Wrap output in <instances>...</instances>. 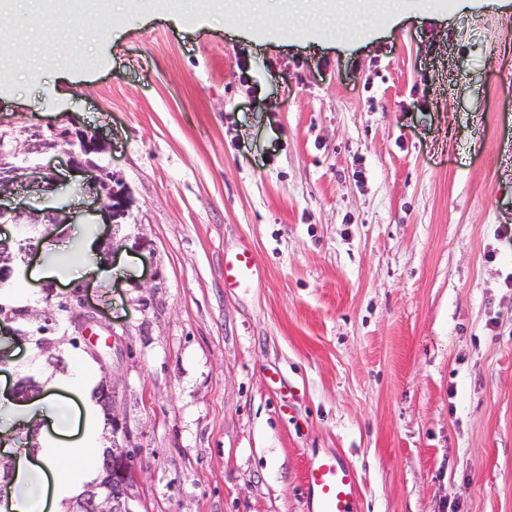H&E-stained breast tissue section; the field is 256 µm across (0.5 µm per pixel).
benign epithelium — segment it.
Wrapping results in <instances>:
<instances>
[{"label": "benign epithelium", "mask_w": 512, "mask_h": 512, "mask_svg": "<svg viewBox=\"0 0 512 512\" xmlns=\"http://www.w3.org/2000/svg\"><path fill=\"white\" fill-rule=\"evenodd\" d=\"M23 149L5 140L0 134V200L17 194L21 190L41 187L50 190L55 185V176L47 167L28 165V159H19V154L41 155L57 147L64 148L69 156L70 166L76 170L91 173L87 183L88 192L101 205L106 223L116 224L125 217L129 202L127 192L114 186L112 172L96 164L91 155L104 151V142L95 134L78 126L73 128L51 127L44 132L40 129L28 132L22 142ZM69 215L64 208L32 209L22 206L0 204V281L8 279L14 272L15 260L26 264L35 258L43 239L57 232L68 223ZM4 224L39 225V238L13 236L3 231ZM75 304L66 306L74 337L73 345L79 344L97 322L93 312L84 302L82 289L72 292ZM10 395L20 402H30L43 396V386L35 376L17 378ZM100 401L104 406L106 427L110 428V447L105 449L107 466L103 469L101 481L90 488V493L78 501L73 512H83L88 505L106 502L110 512H134L130 489L138 481V473L127 467L128 458L138 452L132 441V433L125 421L116 414L118 391L112 378L104 377L99 389Z\"/></svg>", "instance_id": "7a95c632"}]
</instances>
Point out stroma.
I'll return each mask as SVG.
<instances>
[{"label": "stroma", "instance_id": "obj_1", "mask_svg": "<svg viewBox=\"0 0 512 512\" xmlns=\"http://www.w3.org/2000/svg\"><path fill=\"white\" fill-rule=\"evenodd\" d=\"M174 8L74 14L37 69L24 0L0 19V133L91 128L128 193L105 224L57 150L55 189L16 201L71 215L33 268L83 232L115 271L52 285L102 321L69 367L114 344L97 369L139 448L136 512H309L328 452L359 512H512V0H405L346 44ZM242 251L245 291L224 285ZM0 348V387L43 368ZM258 274V263L250 252L243 251L224 260V284L229 288L247 290L252 287Z\"/></svg>", "mask_w": 512, "mask_h": 512}]
</instances>
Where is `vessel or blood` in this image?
I'll use <instances>...</instances> for the list:
<instances>
[{"mask_svg": "<svg viewBox=\"0 0 512 512\" xmlns=\"http://www.w3.org/2000/svg\"><path fill=\"white\" fill-rule=\"evenodd\" d=\"M258 274V263L250 252L237 253L224 261V283L228 287L249 289ZM304 480L316 512H358L356 472L338 457L323 455L311 459Z\"/></svg>", "mask_w": 512, "mask_h": 512, "instance_id": "1", "label": "vessel or blood"}]
</instances>
